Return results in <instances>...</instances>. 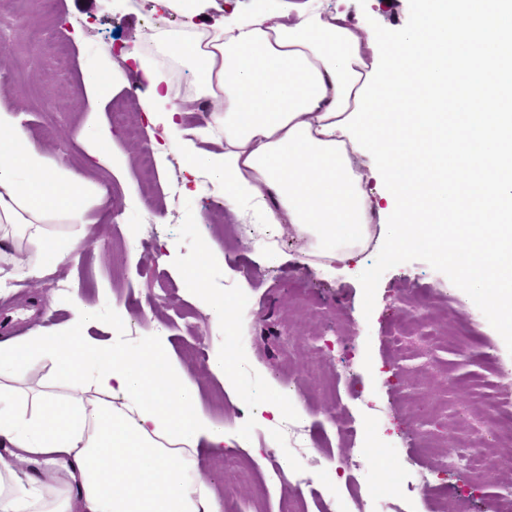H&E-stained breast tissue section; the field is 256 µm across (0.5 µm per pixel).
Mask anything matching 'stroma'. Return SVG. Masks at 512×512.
<instances>
[{"label": "stroma", "mask_w": 512, "mask_h": 512, "mask_svg": "<svg viewBox=\"0 0 512 512\" xmlns=\"http://www.w3.org/2000/svg\"><path fill=\"white\" fill-rule=\"evenodd\" d=\"M347 8L384 44L407 23L415 0H329ZM179 29L177 16L150 13L147 0H0V110L19 116L47 157L86 171L106 188L93 205L97 230L84 240L79 263H65L40 278L0 288V336L25 339L35 329L52 333L73 318V300L96 307L88 335L125 351L142 341L161 342L173 364L201 387V405L224 424L227 440L252 471L243 482L225 473L224 458L205 455L199 479L225 489L223 512H279L282 497L304 512H354L357 496L375 512H433L436 498L469 512H484L487 495L512 490V468L486 463L477 484L459 459V422L483 410L493 395L512 413V337L487 298L461 288L452 268L425 248L396 250L384 232L351 261L321 265L289 225L259 228L224 209L222 190L201 178L195 194L183 192L181 157L160 156L163 125L150 123L139 103L148 84L126 49L153 58L149 38L157 26ZM107 75V94L86 93L84 79ZM57 102L48 111L43 96ZM126 109L123 122L114 103ZM111 138L113 165L88 167L74 131ZM154 157V176H141L142 156ZM210 241L216 255L211 286L237 296L232 335L214 326L203 302L174 267L166 250L196 253ZM417 310L431 341L421 344L412 376L396 371L387 343L409 310ZM233 344L232 384L210 370ZM321 354L320 378L305 375ZM295 404L305 431L303 449L278 441L283 422L263 420L271 391ZM249 404H242V397ZM375 451L357 471L346 461L362 448ZM290 463L311 486L270 477L275 463Z\"/></svg>", "instance_id": "1"}]
</instances>
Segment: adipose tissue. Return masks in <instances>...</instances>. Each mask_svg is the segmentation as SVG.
<instances>
[{
	"label": "adipose tissue",
	"mask_w": 512,
	"mask_h": 512,
	"mask_svg": "<svg viewBox=\"0 0 512 512\" xmlns=\"http://www.w3.org/2000/svg\"><path fill=\"white\" fill-rule=\"evenodd\" d=\"M179 16L156 28L144 61L145 114L164 113L169 149L206 172L224 208L253 224H287L312 255L342 261L372 225L400 246L428 248L484 294L512 335V0H417V12L366 61L373 42L347 11L321 0H254L206 23L217 0H150ZM188 67L216 103L187 129L161 63ZM213 149L196 146V139ZM84 171L49 161L19 119L0 110V285L78 260L82 236H59L51 215L89 223ZM415 225L406 234V225ZM211 250L178 259L214 325L232 329L233 302L210 288ZM97 310L76 300L53 335L0 339V512H30L51 474L18 467L63 460L76 484L50 512H222V497L190 483L179 446L224 451L223 424L151 340L135 352L85 336ZM51 359L66 398L45 392L23 408L10 379Z\"/></svg>",
	"instance_id": "1"
}]
</instances>
